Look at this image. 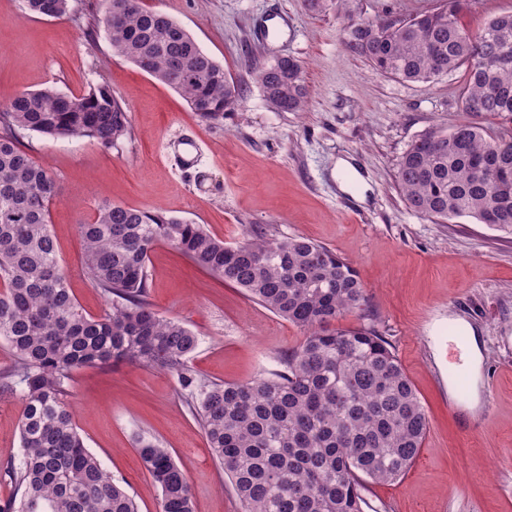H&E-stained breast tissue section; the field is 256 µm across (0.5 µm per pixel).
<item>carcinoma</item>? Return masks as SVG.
<instances>
[{"instance_id":"cac0c4a2","label":"carcinoma","mask_w":512,"mask_h":512,"mask_svg":"<svg viewBox=\"0 0 512 512\" xmlns=\"http://www.w3.org/2000/svg\"><path fill=\"white\" fill-rule=\"evenodd\" d=\"M23 2L36 16L68 10V0ZM348 2L336 0L348 19L345 47L380 73L429 84L464 71L457 102L467 118L449 132L423 133L400 158L397 179L409 208L441 223L470 217L512 234V132L470 120L512 116V13L470 33L459 24L464 0L392 22L355 21ZM95 26L202 120L239 106L241 91L224 68L142 0H101ZM304 72L298 59H277L257 66L256 79L272 108L301 112ZM21 130L110 148L129 134L130 118L104 85L79 98L53 88L23 92L0 110V339L15 360L0 373V393L17 392L23 403L22 455L5 465L15 490L0 512H139L85 446L64 401L74 370L121 362L176 380L244 512H364L365 479L405 475L427 416L390 344L368 323L369 298L349 262L300 236L250 231L230 245L203 224L105 202L80 226L82 265L112 309L89 316L69 288L49 224L56 182L22 147ZM160 242L305 331L282 369L246 383L196 373L189 359L198 336L148 300L146 263ZM348 313L360 325L336 326ZM137 452L160 488V512H194L188 477L169 450L142 439Z\"/></svg>"}]
</instances>
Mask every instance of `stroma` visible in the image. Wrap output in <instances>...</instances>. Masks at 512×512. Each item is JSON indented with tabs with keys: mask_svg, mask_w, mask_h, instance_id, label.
<instances>
[{
	"mask_svg": "<svg viewBox=\"0 0 512 512\" xmlns=\"http://www.w3.org/2000/svg\"><path fill=\"white\" fill-rule=\"evenodd\" d=\"M145 4L180 23L223 65L241 90L240 106L221 120H201L93 28L99 0H69L60 18L26 17L20 0H0V105L46 87L78 97L103 83L129 112L130 134L109 148L86 137L20 135L57 182L50 223L81 307L95 317L111 308L82 273L79 231L106 201L205 225L230 244L258 226L317 242L356 269L375 325L429 421L403 477L366 482L364 512H512V235L467 217L432 223L410 210L396 180L412 140L460 120L461 75L429 85L389 78L346 49L343 16L332 8L309 13L303 0ZM438 5L350 0L349 10L356 19H396ZM274 13L288 25L279 38L263 40V21ZM282 56L305 63V111L274 110L255 79L257 65ZM189 137L198 152L186 168L171 148ZM341 158L362 177V195L339 189ZM147 272L153 307L199 336L190 363L202 378L268 376L303 339L299 328L169 244L154 247ZM463 322L476 332L481 361L461 395L450 375L460 362L453 338ZM489 384L494 399L486 415ZM67 401L87 447L140 512H159L160 502L134 446L140 434L168 448L187 472L195 512H243L170 374L135 363L83 367L72 374ZM21 411L19 395H0V503L14 491L3 468L22 453ZM467 424L474 433L464 432Z\"/></svg>",
	"mask_w": 512,
	"mask_h": 512,
	"instance_id": "35a3bbf8",
	"label": "stroma"
}]
</instances>
